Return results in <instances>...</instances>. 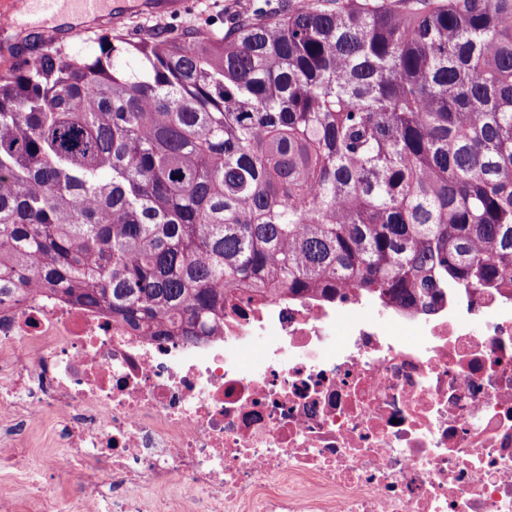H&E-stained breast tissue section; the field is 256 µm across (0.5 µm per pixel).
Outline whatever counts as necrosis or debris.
Returning <instances> with one entry per match:
<instances>
[{"mask_svg":"<svg viewBox=\"0 0 512 512\" xmlns=\"http://www.w3.org/2000/svg\"><path fill=\"white\" fill-rule=\"evenodd\" d=\"M7 421L47 467L96 462L38 512H154L176 485L186 512H512V298L243 295L185 343L32 297L0 309Z\"/></svg>","mask_w":512,"mask_h":512,"instance_id":"necrosis-or-debris-1","label":"necrosis or debris"}]
</instances>
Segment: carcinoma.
<instances>
[{
	"instance_id": "cac0c4a2",
	"label": "carcinoma",
	"mask_w": 512,
	"mask_h": 512,
	"mask_svg": "<svg viewBox=\"0 0 512 512\" xmlns=\"http://www.w3.org/2000/svg\"><path fill=\"white\" fill-rule=\"evenodd\" d=\"M98 48L36 35L0 74V306L196 342L240 288L512 293V0H307Z\"/></svg>"
}]
</instances>
